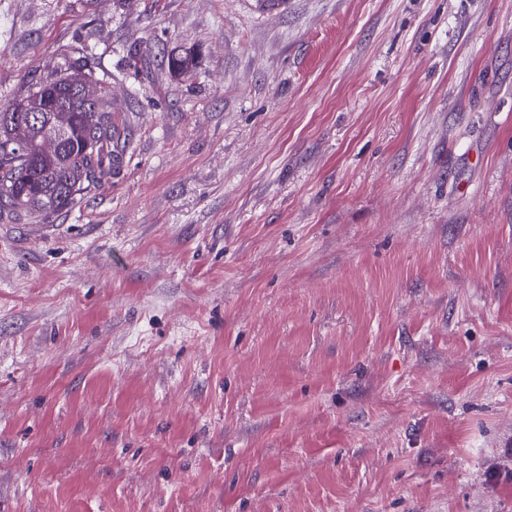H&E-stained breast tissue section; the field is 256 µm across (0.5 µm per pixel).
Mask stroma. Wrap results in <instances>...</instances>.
I'll return each instance as SVG.
<instances>
[{"label": "stroma", "instance_id": "obj_1", "mask_svg": "<svg viewBox=\"0 0 512 512\" xmlns=\"http://www.w3.org/2000/svg\"><path fill=\"white\" fill-rule=\"evenodd\" d=\"M86 43L126 151L0 223V512H512V0H0V100Z\"/></svg>", "mask_w": 512, "mask_h": 512}]
</instances>
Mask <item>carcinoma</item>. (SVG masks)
<instances>
[{
  "mask_svg": "<svg viewBox=\"0 0 512 512\" xmlns=\"http://www.w3.org/2000/svg\"><path fill=\"white\" fill-rule=\"evenodd\" d=\"M88 55V47H82L63 71L21 98L0 104V221L26 217L47 224L74 207L105 171L119 165L125 144L112 121L106 78L88 75L101 87L93 112L86 111L88 101L73 95L68 85L69 72L86 69ZM169 66L178 75L187 73L195 57L190 52L175 54ZM22 104L27 111H18ZM55 104L68 107V124L59 147L47 153L42 143L55 130V113L48 111Z\"/></svg>",
  "mask_w": 512,
  "mask_h": 512,
  "instance_id": "obj_1",
  "label": "carcinoma"
}]
</instances>
